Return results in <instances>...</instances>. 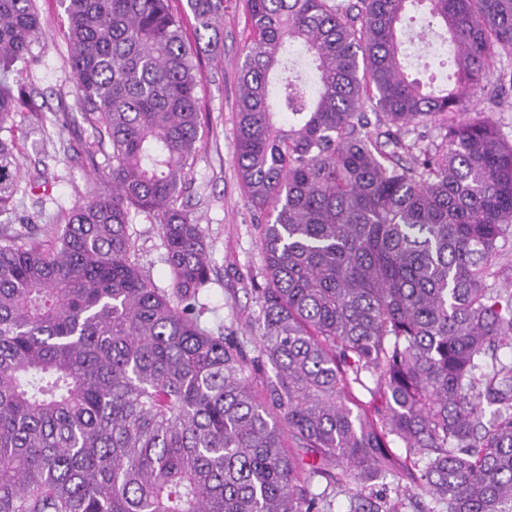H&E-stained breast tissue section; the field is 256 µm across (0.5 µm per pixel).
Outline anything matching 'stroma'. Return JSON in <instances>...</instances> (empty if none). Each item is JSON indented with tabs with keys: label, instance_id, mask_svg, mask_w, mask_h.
<instances>
[{
	"label": "stroma",
	"instance_id": "stroma-1",
	"mask_svg": "<svg viewBox=\"0 0 512 512\" xmlns=\"http://www.w3.org/2000/svg\"><path fill=\"white\" fill-rule=\"evenodd\" d=\"M37 4L43 34L32 44V61L17 80L45 112L57 113L59 130L50 139H42L36 116L26 101H18L14 125L19 178L27 190L18 195L16 214L10 223H0V232H20L29 225L38 230L52 227L61 210L112 186L110 146H103L95 161H88L86 156L98 134L79 118L70 93L63 11L58 0H37ZM170 7L180 19L186 43L197 58L200 151L187 175L181 201L205 229L213 268L212 280L201 294L210 308L204 320L211 328L235 331L252 357L256 342L244 323L257 309L249 286L262 268L255 244L258 218L232 161L238 69L249 38L245 0H224L218 47L214 50L208 45V36L199 34L186 0H170ZM132 231L140 247L141 265L158 286L169 287V270L162 260L156 224L140 216Z\"/></svg>",
	"mask_w": 512,
	"mask_h": 512
}]
</instances>
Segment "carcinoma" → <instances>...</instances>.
Here are the masks:
<instances>
[{
	"label": "carcinoma",
	"instance_id": "obj_1",
	"mask_svg": "<svg viewBox=\"0 0 512 512\" xmlns=\"http://www.w3.org/2000/svg\"><path fill=\"white\" fill-rule=\"evenodd\" d=\"M36 0H0V216L15 209L11 75ZM456 45L454 84L409 79L401 23ZM72 92L112 147V191L39 238L0 235V512H348L410 475L417 512H512V142L459 119L512 0H246L233 163L258 224V355L202 326L196 64L169 0H59ZM213 27L224 0H187ZM512 89L502 70L489 98ZM437 124L435 149L403 134ZM155 220L171 284L136 259ZM492 408L484 420L483 408ZM405 456L392 468L391 445ZM336 468L330 475L327 467ZM328 481L329 480L325 478H317L314 481L313 486V490L315 492L324 491L326 488L325 492H327V500L324 503V512H346L349 506V498L347 494L336 492V489L333 488L332 485L328 490L330 485Z\"/></svg>",
	"mask_w": 512,
	"mask_h": 512
}]
</instances>
